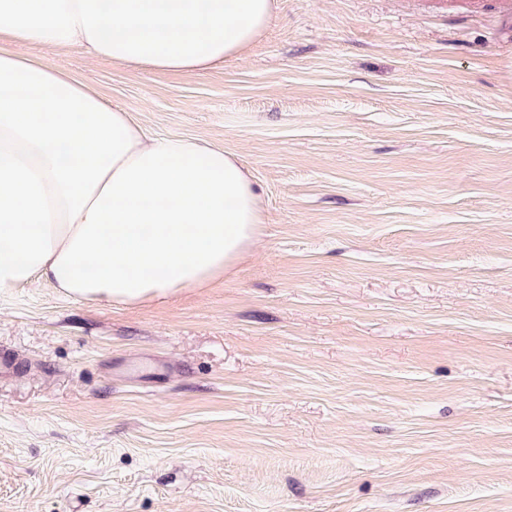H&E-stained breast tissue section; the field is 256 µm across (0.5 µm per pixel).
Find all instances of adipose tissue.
I'll return each mask as SVG.
<instances>
[{"mask_svg": "<svg viewBox=\"0 0 512 512\" xmlns=\"http://www.w3.org/2000/svg\"><path fill=\"white\" fill-rule=\"evenodd\" d=\"M274 0H0V36L195 73L240 54ZM261 196L236 155L149 137L76 75L0 51V292L45 280L137 305L228 273Z\"/></svg>", "mask_w": 512, "mask_h": 512, "instance_id": "obj_1", "label": "adipose tissue"}]
</instances>
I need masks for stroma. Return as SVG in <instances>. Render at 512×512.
I'll return each mask as SVG.
<instances>
[{
  "mask_svg": "<svg viewBox=\"0 0 512 512\" xmlns=\"http://www.w3.org/2000/svg\"><path fill=\"white\" fill-rule=\"evenodd\" d=\"M0 51L236 154L263 208L204 288L0 293V512H512L501 0H278L197 74Z\"/></svg>",
  "mask_w": 512,
  "mask_h": 512,
  "instance_id": "obj_1",
  "label": "stroma"
}]
</instances>
